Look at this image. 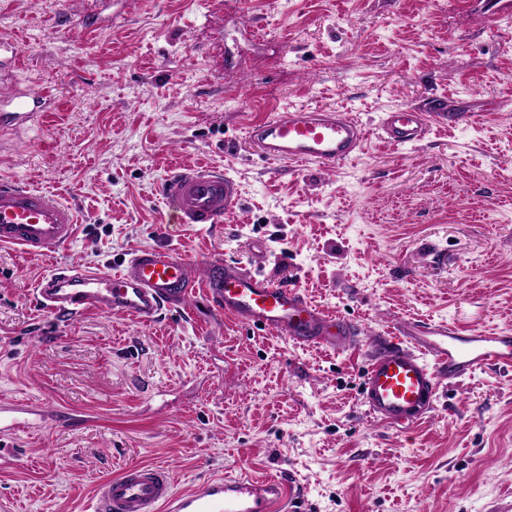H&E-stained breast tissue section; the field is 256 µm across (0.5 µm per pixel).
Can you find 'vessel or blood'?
Returning <instances> with one entry per match:
<instances>
[{
  "label": "vessel or blood",
  "mask_w": 512,
  "mask_h": 512,
  "mask_svg": "<svg viewBox=\"0 0 512 512\" xmlns=\"http://www.w3.org/2000/svg\"><path fill=\"white\" fill-rule=\"evenodd\" d=\"M51 105L52 98L44 91L0 93V132L31 124ZM479 119L478 111H461L459 102L433 101L422 108L383 113L379 129L399 148L420 141L432 123ZM246 136L268 160L333 168L363 149L368 130L339 109L288 106L250 123ZM160 193L177 224L223 223L240 199L238 183L209 165L175 168ZM77 227L71 205L42 190L0 179V246L51 255L75 236ZM198 292L242 325L275 332L298 345L344 352L358 344L352 321L321 308L299 288L221 262L210 263L202 277L194 262L164 246L133 251L112 273L75 262L57 266L39 282L34 299L41 310L64 320L90 312H117L150 324ZM494 366L512 367V334H461L445 323L413 325L405 337L378 336L369 343L361 396L375 420L409 425L431 411L440 382ZM14 410L11 402L0 403V441L24 426L14 418ZM299 494L283 479L244 471L210 477L178 491L167 468L139 464L98 485L94 512H286Z\"/></svg>",
  "instance_id": "1"
}]
</instances>
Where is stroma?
Returning a JSON list of instances; mask_svg holds the SVG:
<instances>
[{"label": "stroma", "mask_w": 512, "mask_h": 512, "mask_svg": "<svg viewBox=\"0 0 512 512\" xmlns=\"http://www.w3.org/2000/svg\"><path fill=\"white\" fill-rule=\"evenodd\" d=\"M512 0H0L29 58L0 86L51 87L55 112L0 136V174L56 194L82 227L34 256L0 247V400L41 407L0 463V512H90L141 463L176 490L243 468L303 489L297 512H512V370L441 384L419 423L374 420L364 348L303 347L203 296L149 325L38 310L70 261L119 269L170 246L298 286L363 339L417 322L512 333ZM504 111L396 148L382 112L439 97ZM341 108L371 131L333 169L261 159L249 121ZM210 164L241 199L220 224H172L159 187Z\"/></svg>", "instance_id": "35a3bbf8"}]
</instances>
